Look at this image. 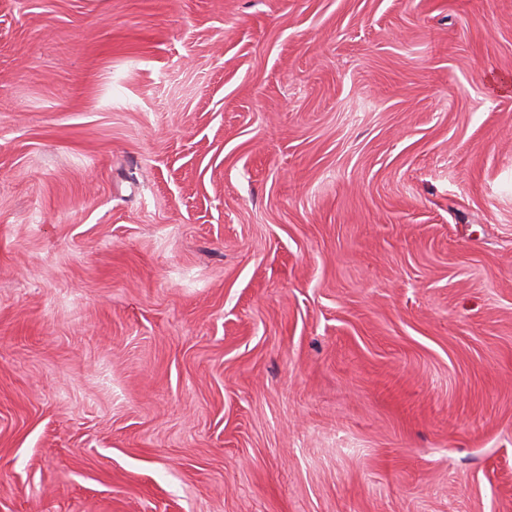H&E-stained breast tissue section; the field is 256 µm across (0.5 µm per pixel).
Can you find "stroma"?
Wrapping results in <instances>:
<instances>
[{
    "label": "stroma",
    "mask_w": 512,
    "mask_h": 512,
    "mask_svg": "<svg viewBox=\"0 0 512 512\" xmlns=\"http://www.w3.org/2000/svg\"><path fill=\"white\" fill-rule=\"evenodd\" d=\"M0 512H512V0H0Z\"/></svg>",
    "instance_id": "obj_1"
}]
</instances>
